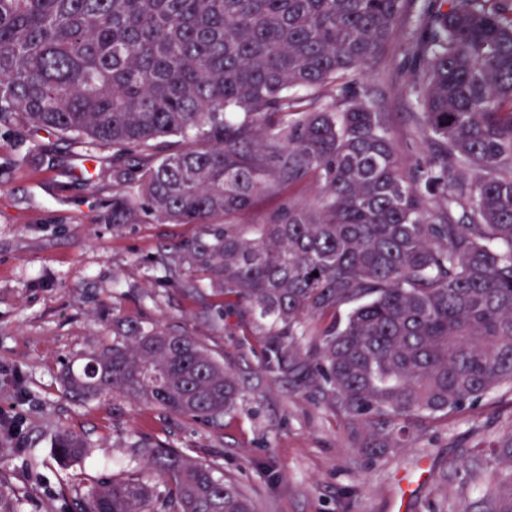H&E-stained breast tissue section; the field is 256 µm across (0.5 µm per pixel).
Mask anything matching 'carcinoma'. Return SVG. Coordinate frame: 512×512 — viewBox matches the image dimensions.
I'll list each match as a JSON object with an SVG mask.
<instances>
[{
	"instance_id": "obj_1",
	"label": "carcinoma",
	"mask_w": 512,
	"mask_h": 512,
	"mask_svg": "<svg viewBox=\"0 0 512 512\" xmlns=\"http://www.w3.org/2000/svg\"><path fill=\"white\" fill-rule=\"evenodd\" d=\"M409 0H0V125L112 148V223L211 224L171 269L204 308L265 321L271 367L319 392L373 469L413 428L512 390V0H429L410 49L436 145L407 176L383 116L356 99L303 110L393 39ZM320 179L250 234L230 228L268 185ZM318 275H313V272ZM311 337L312 349L297 352ZM195 421L240 396L183 332L132 320L62 377ZM59 459L84 456L64 434ZM97 482L78 512H254L238 486L176 448ZM448 512H512V431L462 462ZM163 481L160 492L151 479Z\"/></svg>"
}]
</instances>
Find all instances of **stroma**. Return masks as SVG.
<instances>
[{"label": "stroma", "mask_w": 512, "mask_h": 512, "mask_svg": "<svg viewBox=\"0 0 512 512\" xmlns=\"http://www.w3.org/2000/svg\"><path fill=\"white\" fill-rule=\"evenodd\" d=\"M409 31L400 18L365 71L335 92L303 94L301 107L357 99L384 113L412 174L435 146L411 94ZM318 194L311 177L269 191L238 223H270L288 202L311 205ZM112 195L111 149L0 126V409L17 420L15 435L0 438V489L22 496L27 512H76L77 496L99 478L142 469L145 442L206 461L256 512H428L429 504L459 500L463 450L512 431V393L502 391L475 410L424 424L412 447L364 469L320 395L268 370L259 318L227 317L219 306L203 312L156 265L158 255L180 256L205 225L149 218L117 226ZM125 318L187 333L211 350L240 382L234 411L201 423L118 394L67 398L65 367L111 343ZM64 433L81 437L87 456L59 461Z\"/></svg>", "instance_id": "obj_1"}]
</instances>
